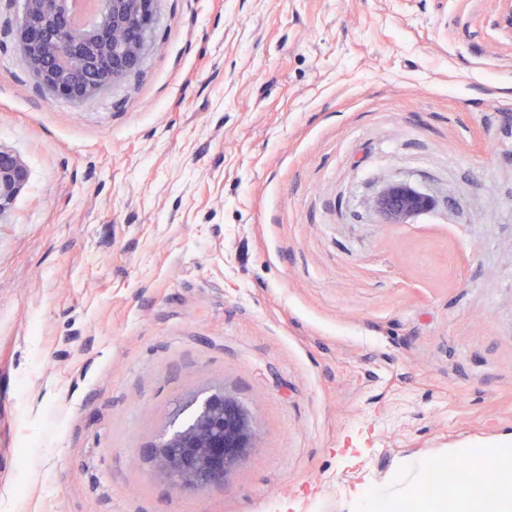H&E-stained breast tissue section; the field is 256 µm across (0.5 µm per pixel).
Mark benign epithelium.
I'll list each match as a JSON object with an SVG mask.
<instances>
[{"instance_id":"obj_1","label":"benign epithelium","mask_w":512,"mask_h":512,"mask_svg":"<svg viewBox=\"0 0 512 512\" xmlns=\"http://www.w3.org/2000/svg\"><path fill=\"white\" fill-rule=\"evenodd\" d=\"M153 0H107L101 24L71 40L74 26L68 0H24L19 46L26 67L53 96L79 102L99 93L106 78L90 77L91 57L80 55L79 45L102 50L112 58V80L138 67L145 51L144 39H131L129 30L143 32L151 19ZM495 26L512 40V0H494ZM29 172L16 155L0 149V215L28 182ZM433 200L402 183L386 185L374 207L383 224H407L430 209ZM208 404L219 417L214 428L201 414L195 428L177 432L153 449L159 469L177 491L222 488L256 440V426L244 406L227 393L210 395Z\"/></svg>"}]
</instances>
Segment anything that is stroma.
<instances>
[{
	"label": "stroma",
	"instance_id": "35a3bbf8",
	"mask_svg": "<svg viewBox=\"0 0 512 512\" xmlns=\"http://www.w3.org/2000/svg\"><path fill=\"white\" fill-rule=\"evenodd\" d=\"M0 0V512H354L512 445V41L493 0H155L141 65L52 97ZM433 196L409 224L372 200ZM253 448L174 491L194 397ZM29 172L16 155L0 148V215L28 182ZM433 204L431 198L414 192L402 183L386 185L374 201L375 210L383 224H407ZM207 399L179 423L178 428L185 430L199 419L194 429L174 433L153 449L159 469L177 491L223 487L228 474L256 440L255 422L235 397L210 395L208 404L219 417L218 429L201 412ZM467 453L484 465L491 457L499 463L503 474L499 486L500 509L512 510V448H451L435 456L405 460L382 484L374 483L363 486L356 498L357 511L363 512H400L404 504L414 505L418 501L420 481L422 483L437 481L441 488L450 485L458 494L462 503L474 501L469 491L471 477L461 475L448 468L455 467V461L449 456Z\"/></svg>",
	"mask_w": 512,
	"mask_h": 512
}]
</instances>
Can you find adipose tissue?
Here are the masks:
<instances>
[{
  "mask_svg": "<svg viewBox=\"0 0 512 512\" xmlns=\"http://www.w3.org/2000/svg\"><path fill=\"white\" fill-rule=\"evenodd\" d=\"M425 481L452 487L462 502L473 499L469 491L470 475L450 471L448 455L443 452L401 462L384 483L363 486L358 492L356 506L359 512H400L402 505L417 502L419 485Z\"/></svg>",
  "mask_w": 512,
  "mask_h": 512,
  "instance_id": "obj_1",
  "label": "adipose tissue"
}]
</instances>
